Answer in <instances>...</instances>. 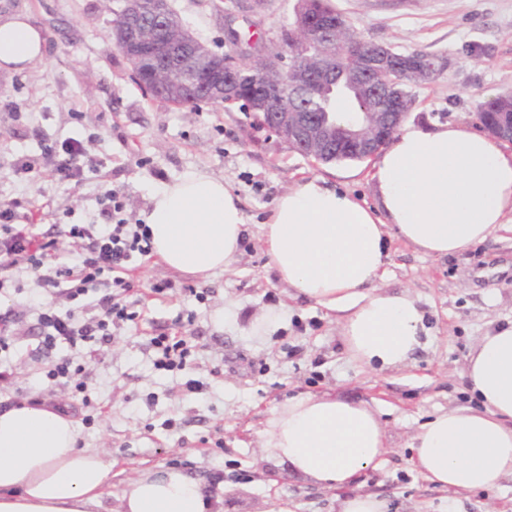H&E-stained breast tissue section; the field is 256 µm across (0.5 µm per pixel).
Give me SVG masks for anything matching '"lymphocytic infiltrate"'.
<instances>
[{
	"instance_id": "f902f5d3",
	"label": "lymphocytic infiltrate",
	"mask_w": 512,
	"mask_h": 512,
	"mask_svg": "<svg viewBox=\"0 0 512 512\" xmlns=\"http://www.w3.org/2000/svg\"><path fill=\"white\" fill-rule=\"evenodd\" d=\"M67 235L79 246L68 264L59 261L55 239L38 236L34 225L16 223L12 208L0 207V291L25 270L41 288L91 308L87 317L52 306L37 315L45 350L64 343L79 352L111 342L116 328L139 319L126 302L135 291L127 272L135 258L151 255L152 244L145 224H73Z\"/></svg>"
}]
</instances>
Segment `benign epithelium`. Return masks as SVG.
<instances>
[{"label":"benign epithelium","instance_id":"7a95c632","mask_svg":"<svg viewBox=\"0 0 512 512\" xmlns=\"http://www.w3.org/2000/svg\"><path fill=\"white\" fill-rule=\"evenodd\" d=\"M295 12L302 23L281 27L256 53L254 64L243 65L242 50L218 53L194 36L170 7L169 0H124L121 17L112 20V40L130 63L151 60L147 78L132 71L137 80L149 82L161 97L170 87L188 97L233 101L249 92L248 111L270 123V129L306 157L326 158L331 130L348 153L370 158L390 143L409 114L412 103L407 87L434 80L448 67L437 58L405 57L390 47L357 52L347 66L336 68V57L312 48V30L324 40L343 38L340 21L317 23L311 0H299ZM366 89L372 106L355 120L340 124L324 113L311 118L303 110L306 100L321 99L345 86L346 73Z\"/></svg>","mask_w":512,"mask_h":512}]
</instances>
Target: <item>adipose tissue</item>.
<instances>
[{
  "label": "adipose tissue",
  "instance_id": "1",
  "mask_svg": "<svg viewBox=\"0 0 512 512\" xmlns=\"http://www.w3.org/2000/svg\"><path fill=\"white\" fill-rule=\"evenodd\" d=\"M46 55L42 28L23 11L0 13V71ZM379 210L320 177L280 195L262 243L279 279L337 313L353 358L398 366L420 345L424 314L410 293L374 289L385 273L386 228L430 256H449L504 230L512 213V149L458 125H403L374 164ZM152 253L166 267L208 277L236 259L245 218L223 180L182 178L151 198ZM465 376L476 406L431 417L414 436L415 464L446 490L480 492L512 475V321L472 347ZM73 420L24 403L0 410V512H115L106 504L112 457L82 448ZM262 448L297 476L345 489L386 453L367 406L299 396L271 412ZM116 512H219L202 482L174 467L138 473Z\"/></svg>",
  "mask_w": 512,
  "mask_h": 512
}]
</instances>
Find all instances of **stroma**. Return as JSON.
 I'll return each instance as SVG.
<instances>
[{
  "instance_id": "stroma-1",
  "label": "stroma",
  "mask_w": 512,
  "mask_h": 512,
  "mask_svg": "<svg viewBox=\"0 0 512 512\" xmlns=\"http://www.w3.org/2000/svg\"><path fill=\"white\" fill-rule=\"evenodd\" d=\"M295 0H267L253 15L235 0L239 26L272 36L291 22ZM366 41L401 53L424 50L449 60L433 82L413 87L409 123H455L475 132L489 99L512 90V0H332ZM203 42L225 51L224 15L214 0H171ZM25 11L42 27V62L0 72V205L17 203V221L38 224L67 254L70 224H101L105 192L121 208L113 222L144 223L152 196L180 178L222 179L239 198L246 232L236 262L208 278L174 271L156 257L136 260L131 276L144 303L137 325L110 344L75 355L84 392L45 376L36 304L67 310L33 273L19 272L0 294V312L19 322L7 352L12 375L0 381V405L44 403L80 430L79 445L111 454L108 503L119 508L127 482L142 469L174 466L203 479L222 512H340L342 492L275 465L258 433L271 410L301 395H333L371 407L387 436L381 465L362 471L352 491L378 495L387 512H512V476L487 492H450L415 466L413 437L433 415L473 405L464 376L471 346L512 319V233L501 231L453 256H427L389 238L387 272L378 289L406 291L425 313L423 348L390 369L350 355L341 326L312 300L281 282L260 238L276 199L289 187L322 177L360 203L377 207L373 162L320 163L253 125L238 109L176 107L143 92L112 44L106 0H0V11ZM82 141L93 159L80 182L58 180L47 146ZM175 292L158 295L153 284ZM189 285L204 301L182 293ZM223 310L224 321L212 320ZM283 318L267 335L252 332L270 312ZM192 317L191 325L178 321ZM172 332L192 345L184 369L154 366L153 336Z\"/></svg>"
}]
</instances>
